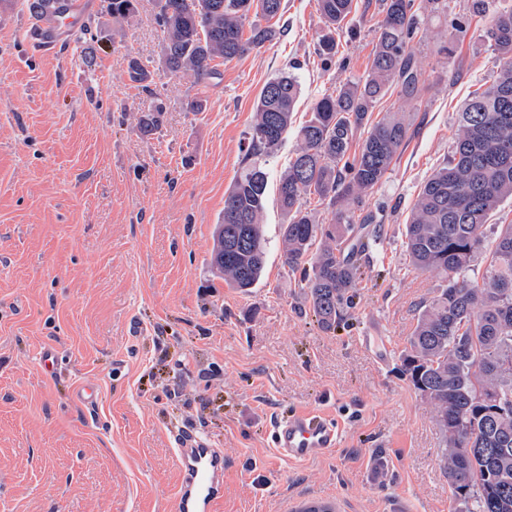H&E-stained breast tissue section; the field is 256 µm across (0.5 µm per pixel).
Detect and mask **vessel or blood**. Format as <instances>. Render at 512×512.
I'll return each instance as SVG.
<instances>
[{
  "label": "vessel or blood",
  "instance_id": "b4317fda",
  "mask_svg": "<svg viewBox=\"0 0 512 512\" xmlns=\"http://www.w3.org/2000/svg\"><path fill=\"white\" fill-rule=\"evenodd\" d=\"M273 446L289 463H304L338 448L337 423L318 410L293 411L275 419ZM178 460L177 512H216L223 499L224 451L195 435L185 436Z\"/></svg>",
  "mask_w": 512,
  "mask_h": 512
}]
</instances>
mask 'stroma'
Here are the masks:
<instances>
[{"mask_svg": "<svg viewBox=\"0 0 512 512\" xmlns=\"http://www.w3.org/2000/svg\"><path fill=\"white\" fill-rule=\"evenodd\" d=\"M91 2L92 71L82 44L61 37L47 53L26 39L24 0L0 9V512H176L175 448L188 432L224 451L223 512L317 499L336 512H453L440 425L398 370L439 279L410 264L402 239L421 185L451 155L461 105L499 68L485 21L448 0L411 44L416 98L395 89L375 107L377 118L406 113L410 139L365 199L383 246L327 332L282 258L277 185L295 139L268 166L267 255L252 293L213 276L212 233L263 86L294 68L295 120L308 119L315 100L368 70L379 0H354L328 68L315 53L317 0H285L283 35L221 66L199 112L185 107L186 81L161 78L151 97L127 77L129 57L162 65L156 0H135L118 21ZM156 97L166 111L145 136L134 117ZM374 327L390 346L382 363L357 343ZM87 384L89 404L78 397ZM310 409L338 422L340 446L285 462L272 423Z\"/></svg>", "mask_w": 512, "mask_h": 512, "instance_id": "obj_1", "label": "stroma"}]
</instances>
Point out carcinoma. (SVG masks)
Returning <instances> with one entry per match:
<instances>
[{
  "mask_svg": "<svg viewBox=\"0 0 512 512\" xmlns=\"http://www.w3.org/2000/svg\"><path fill=\"white\" fill-rule=\"evenodd\" d=\"M34 21L60 13L61 0H25ZM353 0H318L327 33L318 43L325 62L336 54V29ZM470 15L488 19L484 37L501 65L492 81L465 103L448 162L421 186L403 240L409 262L436 274L442 284L422 302L401 353V372L433 406L444 434L443 469L454 512H512V224L491 234L484 226L501 202L512 198V3L468 0ZM448 8L447 0H381V17L368 72L318 99L295 128L300 85L285 70L263 87L247 132L241 173L224 196L213 231L210 265L230 288L247 294L260 282L267 254L264 218L267 162L293 132L294 156L280 172L278 202L285 216L281 249L288 271L300 273L318 324L336 328L353 304L361 267L378 250L377 215L354 220L364 197L379 187L410 138L401 112L371 120L377 102L393 87L417 95L422 70L410 43L425 17ZM114 19L126 18L134 0H108ZM283 0H157L163 73L186 79L197 92L186 108L205 107L202 90L219 66L271 43L283 30ZM269 20L250 25L249 15ZM85 45L94 66L95 35L84 26L71 34ZM128 77L154 95L155 72L138 59ZM163 103L140 114L136 127L151 134ZM327 206L319 221L311 197Z\"/></svg>",
  "mask_w": 512,
  "mask_h": 512,
  "instance_id": "1",
  "label": "carcinoma"
}]
</instances>
